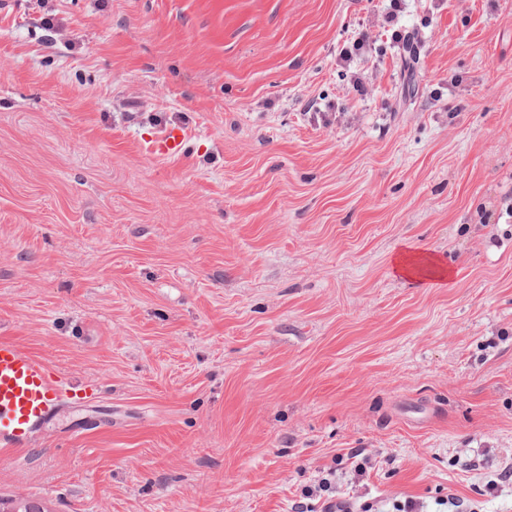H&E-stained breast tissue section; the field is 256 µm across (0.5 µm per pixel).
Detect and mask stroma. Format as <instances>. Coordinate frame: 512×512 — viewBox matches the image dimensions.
I'll return each instance as SVG.
<instances>
[{"mask_svg":"<svg viewBox=\"0 0 512 512\" xmlns=\"http://www.w3.org/2000/svg\"><path fill=\"white\" fill-rule=\"evenodd\" d=\"M387 5L0 0V341L73 392L0 495L512 512V0ZM185 142L184 129L180 126H171L156 140L153 152L163 157L176 156L182 153ZM394 271L400 276L420 284H443L451 272L446 266L423 256H410L400 252L394 263Z\"/></svg>","mask_w":512,"mask_h":512,"instance_id":"stroma-1","label":"stroma"}]
</instances>
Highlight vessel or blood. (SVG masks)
Instances as JSON below:
<instances>
[{
  "label": "vessel or blood",
  "instance_id": "b4317fda",
  "mask_svg": "<svg viewBox=\"0 0 512 512\" xmlns=\"http://www.w3.org/2000/svg\"><path fill=\"white\" fill-rule=\"evenodd\" d=\"M185 142L183 128L172 126L156 140L153 151L163 157L176 156ZM66 395L44 361L16 344L0 341V445L21 444Z\"/></svg>",
  "mask_w": 512,
  "mask_h": 512
}]
</instances>
